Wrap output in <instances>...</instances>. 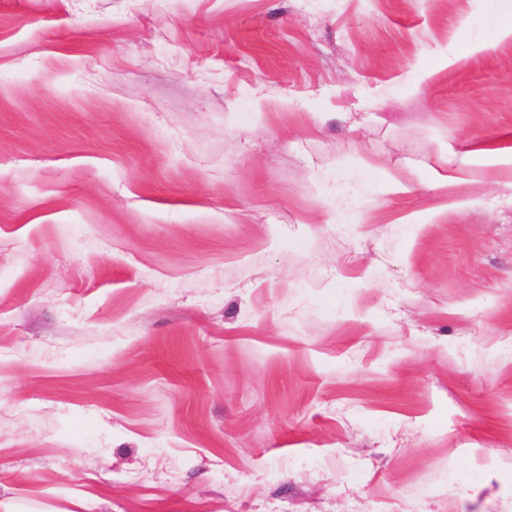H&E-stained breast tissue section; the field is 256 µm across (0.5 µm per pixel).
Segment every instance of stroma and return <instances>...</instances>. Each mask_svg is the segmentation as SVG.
I'll use <instances>...</instances> for the list:
<instances>
[{"mask_svg": "<svg viewBox=\"0 0 512 512\" xmlns=\"http://www.w3.org/2000/svg\"><path fill=\"white\" fill-rule=\"evenodd\" d=\"M507 0H0V512H512Z\"/></svg>", "mask_w": 512, "mask_h": 512, "instance_id": "35a3bbf8", "label": "stroma"}]
</instances>
